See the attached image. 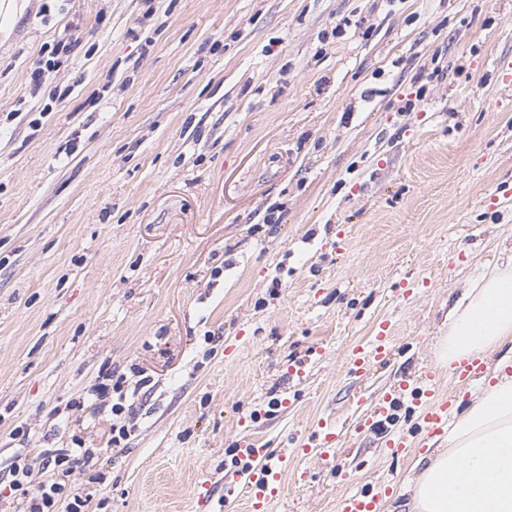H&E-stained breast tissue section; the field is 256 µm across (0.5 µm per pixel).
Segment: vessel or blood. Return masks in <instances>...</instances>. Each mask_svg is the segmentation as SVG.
Returning a JSON list of instances; mask_svg holds the SVG:
<instances>
[{
    "instance_id": "b4317fda",
    "label": "vessel or blood",
    "mask_w": 512,
    "mask_h": 512,
    "mask_svg": "<svg viewBox=\"0 0 512 512\" xmlns=\"http://www.w3.org/2000/svg\"><path fill=\"white\" fill-rule=\"evenodd\" d=\"M393 343L386 326H378L370 344L350 348L347 362L351 372L359 378L365 377L377 365L391 361ZM486 370L483 357L472 355L450 366L452 378L459 382L480 380ZM409 396L414 410L421 415V421L412 433L394 429L393 422L402 396ZM452 399L440 394L437 389V372L430 365H422L411 379L401 380L391 392L374 396L372 412L361 427L363 430L379 434L382 446L390 454L397 455L407 448L424 445L435 437L445 434L451 417ZM342 445V431L334 421L318 420L308 436L298 447L287 452L274 453L273 450L258 446L252 441L238 442L236 451L240 457L249 459L251 467L246 472L232 474L230 483L242 488L250 502V512H267L270 500L276 496L281 475L287 469L290 459L307 458L318 455L324 460H332ZM398 489L396 481L382 484L379 492L355 489L342 494L336 502V512H378L380 496L392 495Z\"/></svg>"
}]
</instances>
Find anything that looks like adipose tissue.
<instances>
[{
  "label": "adipose tissue",
  "instance_id": "1",
  "mask_svg": "<svg viewBox=\"0 0 512 512\" xmlns=\"http://www.w3.org/2000/svg\"><path fill=\"white\" fill-rule=\"evenodd\" d=\"M512 341V262L484 273L448 316L440 359ZM512 361L501 358L479 400L455 413L440 447L418 459L409 512H512Z\"/></svg>",
  "mask_w": 512,
  "mask_h": 512
}]
</instances>
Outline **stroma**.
I'll return each mask as SVG.
<instances>
[{
    "label": "stroma",
    "instance_id": "35a3bbf8",
    "mask_svg": "<svg viewBox=\"0 0 512 512\" xmlns=\"http://www.w3.org/2000/svg\"><path fill=\"white\" fill-rule=\"evenodd\" d=\"M511 77L512 0H10L0 482L77 435L90 512H248L201 496L239 440L355 428L437 365L449 309L512 255ZM382 322L395 355L357 381L346 350ZM135 367L113 448L109 405L70 403ZM418 454L346 437L268 512H335Z\"/></svg>",
    "mask_w": 512,
    "mask_h": 512
}]
</instances>
